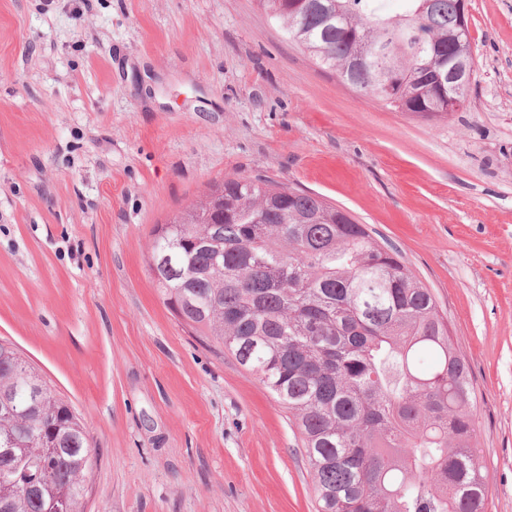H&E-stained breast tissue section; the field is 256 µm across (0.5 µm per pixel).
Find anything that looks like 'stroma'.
I'll return each mask as SVG.
<instances>
[{"instance_id": "obj_1", "label": "stroma", "mask_w": 512, "mask_h": 512, "mask_svg": "<svg viewBox=\"0 0 512 512\" xmlns=\"http://www.w3.org/2000/svg\"><path fill=\"white\" fill-rule=\"evenodd\" d=\"M445 119L322 70L258 0H0V341L84 424L85 512H316L288 412L149 270L216 182L321 195L435 296L512 512V0H468Z\"/></svg>"}]
</instances>
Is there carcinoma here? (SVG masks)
I'll return each instance as SVG.
<instances>
[{"label":"carcinoma","mask_w":512,"mask_h":512,"mask_svg":"<svg viewBox=\"0 0 512 512\" xmlns=\"http://www.w3.org/2000/svg\"><path fill=\"white\" fill-rule=\"evenodd\" d=\"M402 15L372 0H260L287 37L322 68L385 105L446 117L448 89L433 70L452 49L462 0H406ZM427 29V46L349 70L394 29ZM209 193L224 209L192 206L154 231L150 269L185 324L256 374L288 411L312 472L318 512H486L474 450L470 369L451 346L438 302L399 250L322 197L285 184L227 179ZM433 367L423 368V357ZM40 373L0 343V506L7 512H85L91 469L84 425ZM46 479L30 490L24 468Z\"/></svg>","instance_id":"carcinoma-1"}]
</instances>
